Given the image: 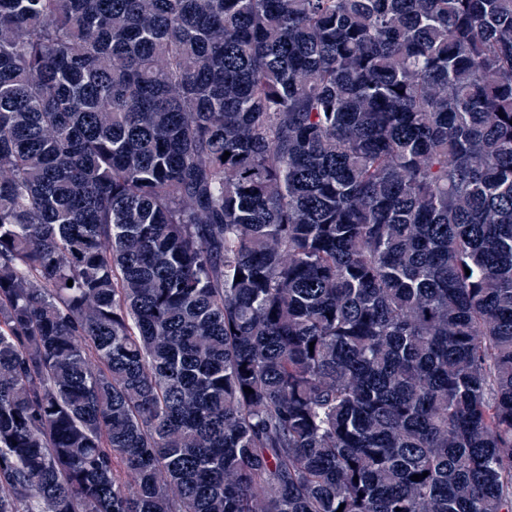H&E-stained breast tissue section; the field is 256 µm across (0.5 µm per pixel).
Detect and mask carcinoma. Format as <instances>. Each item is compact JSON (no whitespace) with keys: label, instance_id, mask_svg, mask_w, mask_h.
Here are the masks:
<instances>
[{"label":"carcinoma","instance_id":"cac0c4a2","mask_svg":"<svg viewBox=\"0 0 512 512\" xmlns=\"http://www.w3.org/2000/svg\"><path fill=\"white\" fill-rule=\"evenodd\" d=\"M339 509L512 512V0H0V512Z\"/></svg>","mask_w":512,"mask_h":512}]
</instances>
